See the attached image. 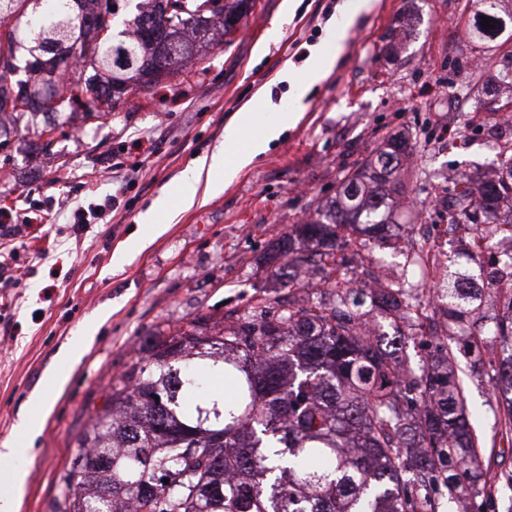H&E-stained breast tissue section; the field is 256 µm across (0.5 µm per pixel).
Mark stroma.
Returning <instances> with one entry per match:
<instances>
[{
  "instance_id": "obj_1",
  "label": "stroma",
  "mask_w": 512,
  "mask_h": 512,
  "mask_svg": "<svg viewBox=\"0 0 512 512\" xmlns=\"http://www.w3.org/2000/svg\"><path fill=\"white\" fill-rule=\"evenodd\" d=\"M345 0H255L237 31L185 62L180 76L124 96L104 119L64 118V133L41 153V123L0 137V217L22 213V235L0 241L27 272L0 290V447L14 445L26 470L9 512H56L60 481L80 435L110 386L144 356L149 337L195 318L222 322L255 295H287L285 279L262 270L270 246L300 223L311 201L335 195L348 172L390 135L417 133L404 184L437 223L451 173L497 167L484 105L494 95L512 129V90L494 87L512 71V25L480 45L468 35L471 0H378L345 41L336 66L306 97L294 79L330 49ZM410 32L398 52L389 33ZM301 118L220 193L188 205L179 184L196 156L237 123L253 136L281 113ZM466 140H452L460 123ZM140 165L131 168L130 157ZM121 205L82 229L73 213L108 194ZM169 210L150 217L155 200ZM141 249H132L134 239ZM80 348L70 362L65 352ZM478 440L479 470L512 475V439L483 370L456 350ZM66 376L58 386L57 376ZM35 428L17 432L20 421Z\"/></svg>"
}]
</instances>
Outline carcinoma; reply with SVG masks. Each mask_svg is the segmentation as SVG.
<instances>
[{
  "instance_id": "carcinoma-1",
  "label": "carcinoma",
  "mask_w": 512,
  "mask_h": 512,
  "mask_svg": "<svg viewBox=\"0 0 512 512\" xmlns=\"http://www.w3.org/2000/svg\"><path fill=\"white\" fill-rule=\"evenodd\" d=\"M31 0H0V16H23ZM99 0H55L54 11L0 47V67L15 73L16 52L29 59L26 80L0 74V116L19 121L78 102L88 118L113 109L116 89L173 77L189 56L230 34L251 0H146L121 39L97 22ZM495 0H480L469 34L496 38ZM73 56L93 74L76 99L59 93L56 63ZM501 173L461 172L448 180L440 219L448 234L469 231L468 259L483 272L499 307L483 311L474 273L441 271L426 244L399 224L395 246L442 295L425 306L407 273H375L372 242L401 217V156L409 137L389 140L377 159L344 177L331 200L295 225L270 262L288 269V297L259 295L247 311L210 326L195 318L158 337L151 353L121 377L82 439L63 478L60 512H489L478 487L467 401L452 349L444 369L416 380L398 337L373 344L363 326L377 312L410 336L465 339L482 360L498 342L486 375L501 398V429L512 433V252L490 248L484 229L504 223L512 201V140L493 135ZM374 280L376 288L368 287Z\"/></svg>"
}]
</instances>
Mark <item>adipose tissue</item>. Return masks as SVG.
Here are the masks:
<instances>
[{
	"label": "adipose tissue",
	"instance_id": "adipose-tissue-1",
	"mask_svg": "<svg viewBox=\"0 0 512 512\" xmlns=\"http://www.w3.org/2000/svg\"><path fill=\"white\" fill-rule=\"evenodd\" d=\"M299 113H283L279 125L265 129L251 138H243L238 124H229L224 129V143L209 156L199 159L191 176L183 179L181 193L186 203H193L199 188L207 192L221 191L226 181L232 180L245 168L264 155L272 142L278 140L285 129L294 126Z\"/></svg>",
	"mask_w": 512,
	"mask_h": 512
}]
</instances>
